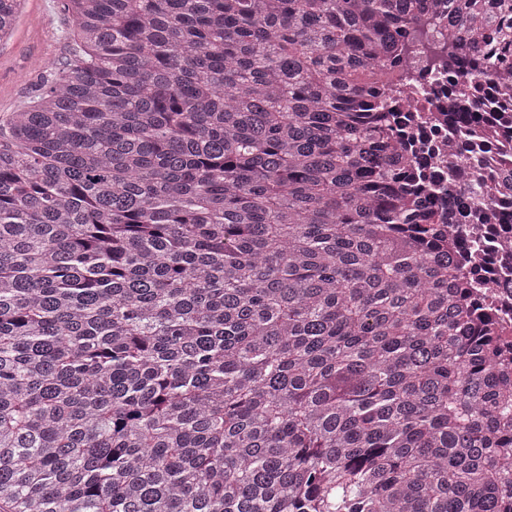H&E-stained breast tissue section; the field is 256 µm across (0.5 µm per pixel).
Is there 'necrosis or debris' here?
Wrapping results in <instances>:
<instances>
[{
  "label": "necrosis or debris",
  "instance_id": "1",
  "mask_svg": "<svg viewBox=\"0 0 512 512\" xmlns=\"http://www.w3.org/2000/svg\"><path fill=\"white\" fill-rule=\"evenodd\" d=\"M427 51L418 49L416 77L419 92L400 112L410 152L406 169L422 167L427 194L436 198L435 221L445 227L441 249L453 252L459 275L469 284L471 303L480 317L492 322L507 343L499 376L512 384V224H486L481 210L512 212V195L501 196L494 184L501 168H512V97L498 99L485 114L475 136H452L448 82L436 80L426 68ZM484 186L482 205H469L456 218L448 216V189L466 191L474 180Z\"/></svg>",
  "mask_w": 512,
  "mask_h": 512
}]
</instances>
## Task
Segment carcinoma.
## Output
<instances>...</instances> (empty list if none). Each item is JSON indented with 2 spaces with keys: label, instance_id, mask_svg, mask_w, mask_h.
Masks as SVG:
<instances>
[{
  "label": "carcinoma",
  "instance_id": "obj_1",
  "mask_svg": "<svg viewBox=\"0 0 512 512\" xmlns=\"http://www.w3.org/2000/svg\"><path fill=\"white\" fill-rule=\"evenodd\" d=\"M21 0H0V39ZM65 0L0 123V512H512V403L396 156L407 40L512 0Z\"/></svg>",
  "mask_w": 512,
  "mask_h": 512
}]
</instances>
